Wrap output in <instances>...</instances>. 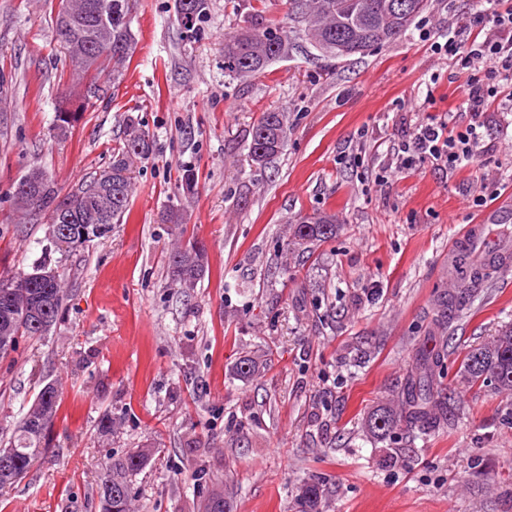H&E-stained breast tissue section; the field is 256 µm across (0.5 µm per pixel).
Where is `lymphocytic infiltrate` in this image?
Returning <instances> with one entry per match:
<instances>
[{
  "mask_svg": "<svg viewBox=\"0 0 512 512\" xmlns=\"http://www.w3.org/2000/svg\"><path fill=\"white\" fill-rule=\"evenodd\" d=\"M469 29L467 37L449 32L434 48L448 57L453 69L467 73L462 108L473 113L474 120L463 126L446 113L419 126L397 153L400 168L429 158L451 171L465 167L485 151L482 116L495 105L512 112V2L485 0L472 12Z\"/></svg>",
  "mask_w": 512,
  "mask_h": 512,
  "instance_id": "lymphocytic-infiltrate-1",
  "label": "lymphocytic infiltrate"
}]
</instances>
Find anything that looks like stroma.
I'll return each mask as SVG.
<instances>
[{
  "label": "stroma",
  "instance_id": "35a3bbf8",
  "mask_svg": "<svg viewBox=\"0 0 512 512\" xmlns=\"http://www.w3.org/2000/svg\"><path fill=\"white\" fill-rule=\"evenodd\" d=\"M176 0H138L136 49L118 87L65 137L55 106L72 66L51 25L60 0H0V275L57 264L62 314L40 339L0 357V448L46 384L60 412L47 453L0 512H98L103 454L153 449L133 476L131 512H204L227 488L233 512H299L300 484L321 478L327 512H512V396L460 379L461 353L512 324V215L487 225L505 269L435 342L441 381L464 410L454 427L408 439L366 437L365 413L404 383L432 334L449 260L469 225L512 198V116L494 115L490 148L448 171L428 160L392 169L393 153L432 116L454 111L465 75L410 26L350 57L312 48L288 0H209L188 40ZM473 0H428L432 34L464 30ZM250 27L289 32L287 57L263 74L224 71V38ZM288 116V140L264 168L248 162L262 113ZM153 141L138 164L130 214L110 238L69 257L14 189L38 167L68 193L108 161L127 121ZM198 192L180 188L183 169ZM485 194L486 206L472 204ZM209 247L210 270L186 291L167 276L177 233ZM335 216V238L301 255L287 225ZM258 374L236 373L239 357ZM111 435H100L103 417Z\"/></svg>",
  "mask_w": 512,
  "mask_h": 512
}]
</instances>
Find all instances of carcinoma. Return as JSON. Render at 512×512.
I'll return each mask as SVG.
<instances>
[{
  "instance_id": "1",
  "label": "carcinoma",
  "mask_w": 512,
  "mask_h": 512,
  "mask_svg": "<svg viewBox=\"0 0 512 512\" xmlns=\"http://www.w3.org/2000/svg\"><path fill=\"white\" fill-rule=\"evenodd\" d=\"M98 16L86 18L73 25L70 33L61 31L58 16L51 18L56 40L70 50L75 71L87 74L111 68L109 81L118 84L125 64L133 52L109 56L104 53L102 39L112 35V42H125L132 37L131 15L136 0H93ZM191 15L178 16L186 31L197 34L196 22L208 9V0H189ZM291 8L309 10L313 22L307 30L311 45L327 56L340 57L363 54L402 37L412 21L424 10L426 0H289ZM288 37L268 28H248L224 40V70L238 76H254L265 72L276 55L288 50ZM347 47L341 53V47ZM288 122L281 112H265L251 128L249 158L253 165L265 166L283 149ZM152 143L148 133L135 123L126 125L119 143L104 170L112 171V214L110 222L122 223L129 212L135 164L149 157ZM41 208L49 216L60 203V191L51 181L42 184ZM82 220L69 226L70 235L54 241L57 251L69 256L84 250L92 243L96 220L91 214L94 202L81 200L77 204ZM336 236L335 219L322 216L314 221L301 219L290 225L289 240L294 247L324 242ZM198 241L176 244L168 253V275L179 288H194L209 273L206 247H196ZM502 270L496 259L483 260L478 271L466 279L458 278L454 291L442 303L441 320L437 329L445 331L465 306L477 296L480 286L490 273ZM63 278L57 277L48 285H34L27 272L20 271L0 277V330L9 329L17 346L19 338H37L44 331L33 326L30 310L47 306L44 312L48 325H54L63 307ZM444 358L420 346L415 366L403 385L401 398L389 399L373 406L363 418L366 433L377 441L389 438L395 431L405 429L429 436L455 425L456 406L448 393L434 389L436 376L443 369ZM460 374L471 387L491 386L499 393L512 395V327L500 330L465 352ZM59 395L53 385L44 386L24 414L18 436L8 448H0V488L13 485L27 473L32 463L46 453V440L59 411ZM152 449L142 448L117 458L105 454L103 475L98 486L100 512H130L131 477L150 461ZM326 484L309 480L298 494L301 512H323ZM233 504L225 493L217 491L208 500L206 512H232Z\"/></svg>"
}]
</instances>
